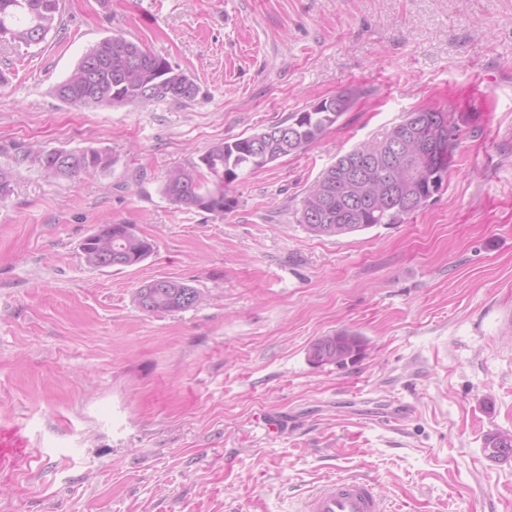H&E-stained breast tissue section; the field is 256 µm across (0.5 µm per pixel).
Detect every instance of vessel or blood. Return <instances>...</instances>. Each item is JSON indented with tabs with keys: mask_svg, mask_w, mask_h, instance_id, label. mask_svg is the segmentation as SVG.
<instances>
[{
	"mask_svg": "<svg viewBox=\"0 0 512 512\" xmlns=\"http://www.w3.org/2000/svg\"><path fill=\"white\" fill-rule=\"evenodd\" d=\"M300 512H388L376 486L359 479H340L311 492Z\"/></svg>",
	"mask_w": 512,
	"mask_h": 512,
	"instance_id": "vessel-or-blood-1",
	"label": "vessel or blood"
}]
</instances>
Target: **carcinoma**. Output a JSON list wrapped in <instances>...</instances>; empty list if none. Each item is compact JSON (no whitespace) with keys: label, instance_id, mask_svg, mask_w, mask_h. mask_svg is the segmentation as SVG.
<instances>
[{"label":"carcinoma","instance_id":"cac0c4a2","mask_svg":"<svg viewBox=\"0 0 512 512\" xmlns=\"http://www.w3.org/2000/svg\"><path fill=\"white\" fill-rule=\"evenodd\" d=\"M61 21L60 0H0V41L15 47L40 45ZM197 92L196 83L184 71L121 34H111L90 47L53 89L55 97L69 106L95 104L130 110L167 98L191 100ZM333 102L337 104L334 109ZM351 107L352 97L339 93L289 114L279 124L232 141L217 142L198 160L170 172L163 194L181 209L222 217L236 207L234 184L244 174L310 147ZM412 115L416 117L414 124L403 119L383 139L355 147L325 168L302 198L296 210L297 223L317 236H340L378 224H398L418 212V205L406 212L395 205L389 209L370 205V201L388 196L406 203L411 194L426 200L435 195L429 178L418 175L410 156L430 148L432 119L436 115L447 136L443 147L431 155V165L451 166L456 149L451 114L429 108L406 113L408 117ZM391 142L403 143L406 155L389 153L386 145ZM48 152L41 145L31 146L17 161L32 155L39 159L42 172L55 179H72L112 165L110 155L97 149L72 151L70 163L63 167L47 162L44 154ZM14 180L13 167L0 166L1 204L11 196ZM151 251L148 240L125 224H103L81 245L85 262L94 268L102 267L106 258L117 253L125 257L128 266H135ZM144 295L150 305L149 314L189 310L206 300L198 289L174 279L163 288H139L137 297ZM365 346L363 337L341 331L316 339L308 348V357L314 364L342 366L361 354ZM485 447L493 449L490 457L507 459L512 456V434L491 433L485 439Z\"/></svg>","mask_w":512,"mask_h":512}]
</instances>
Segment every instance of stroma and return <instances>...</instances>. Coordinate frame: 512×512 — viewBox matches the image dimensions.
I'll list each match as a JSON object with an SVG mask.
<instances>
[{"instance_id": "1", "label": "stroma", "mask_w": 512, "mask_h": 512, "mask_svg": "<svg viewBox=\"0 0 512 512\" xmlns=\"http://www.w3.org/2000/svg\"><path fill=\"white\" fill-rule=\"evenodd\" d=\"M29 49L0 42V165L32 144L112 157L50 179L18 166L0 205V512H298L374 481L401 512H512V0H62ZM119 32L195 81L190 100L74 108L52 93ZM341 92L305 152L244 176L216 217L175 208L169 173L213 143ZM447 110L458 148L417 213L338 237L295 219L336 159L407 112ZM15 164V163H14ZM128 224L153 245L93 268L82 240ZM172 278L209 299L144 313ZM367 340L343 366L308 348ZM280 422L268 432L260 421ZM366 346L365 339L348 331L321 336L308 348V357L313 364H336L342 366L354 360ZM358 354L356 357L352 356Z\"/></svg>"}]
</instances>
